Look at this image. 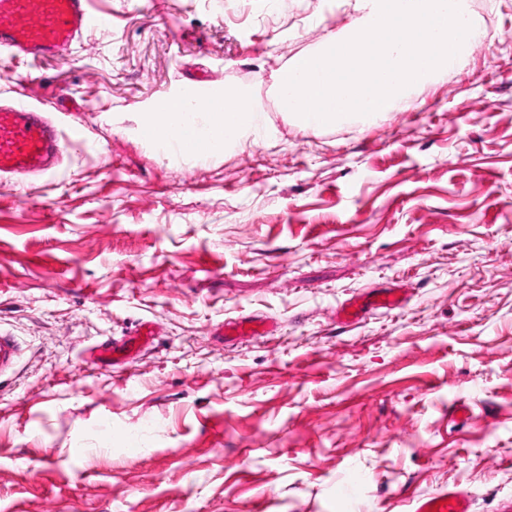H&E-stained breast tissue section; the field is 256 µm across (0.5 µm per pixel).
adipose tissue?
Here are the masks:
<instances>
[{
	"label": "adipose tissue",
	"instance_id": "obj_1",
	"mask_svg": "<svg viewBox=\"0 0 512 512\" xmlns=\"http://www.w3.org/2000/svg\"><path fill=\"white\" fill-rule=\"evenodd\" d=\"M140 131H153L160 143L185 140L196 145L200 157L218 155L230 146L258 141L262 128L257 113L243 109L236 88L230 87L208 103L190 104L169 97L162 107H149L137 118Z\"/></svg>",
	"mask_w": 512,
	"mask_h": 512
}]
</instances>
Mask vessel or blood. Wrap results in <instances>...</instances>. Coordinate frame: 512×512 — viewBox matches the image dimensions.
<instances>
[{
  "label": "vessel or blood",
  "mask_w": 512,
  "mask_h": 512,
  "mask_svg": "<svg viewBox=\"0 0 512 512\" xmlns=\"http://www.w3.org/2000/svg\"><path fill=\"white\" fill-rule=\"evenodd\" d=\"M105 16L92 13L88 0H0V58L11 62L41 61L66 55L93 27L105 25ZM61 154L55 126L38 114L34 106L0 103V179L46 173ZM399 296L388 292L347 303L345 320L361 318L365 310L399 307ZM272 322L241 319L228 323L231 336H259L270 333ZM140 344L132 337L122 342H103L96 346L92 362L99 367L115 365ZM406 512H471L467 490L453 485L412 496Z\"/></svg>",
  "instance_id": "b4317fda"
}]
</instances>
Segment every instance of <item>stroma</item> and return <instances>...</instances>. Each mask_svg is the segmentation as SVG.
Masks as SVG:
<instances>
[{
    "instance_id": "35a3bbf8",
    "label": "stroma",
    "mask_w": 512,
    "mask_h": 512,
    "mask_svg": "<svg viewBox=\"0 0 512 512\" xmlns=\"http://www.w3.org/2000/svg\"><path fill=\"white\" fill-rule=\"evenodd\" d=\"M337 4L92 0L111 24L63 58L0 61V101L66 141L51 175L0 183V331L22 347L0 512H404L452 483L512 512V41L382 120L303 129L274 73ZM197 82L241 89L262 139L144 141L136 114ZM384 290L402 306L338 317ZM241 317L278 329L225 340ZM143 322L136 357L90 363Z\"/></svg>"
}]
</instances>
